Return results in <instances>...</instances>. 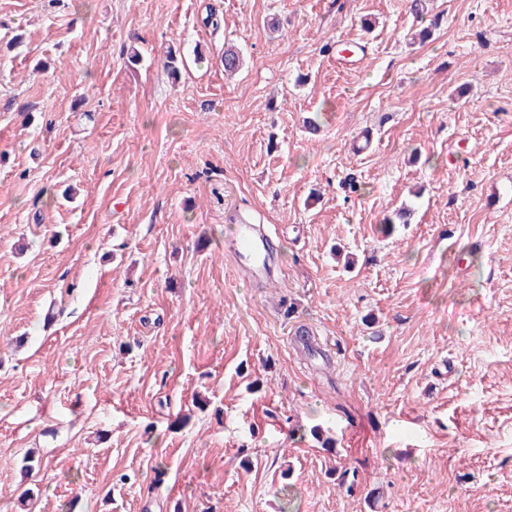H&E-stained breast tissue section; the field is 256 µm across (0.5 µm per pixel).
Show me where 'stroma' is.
Returning a JSON list of instances; mask_svg holds the SVG:
<instances>
[{"instance_id": "1", "label": "stroma", "mask_w": 512, "mask_h": 512, "mask_svg": "<svg viewBox=\"0 0 512 512\" xmlns=\"http://www.w3.org/2000/svg\"><path fill=\"white\" fill-rule=\"evenodd\" d=\"M423 4L0 0V512H512V0ZM228 245L237 265L246 268L255 280L269 278L270 239L260 227L245 218L240 219Z\"/></svg>"}]
</instances>
